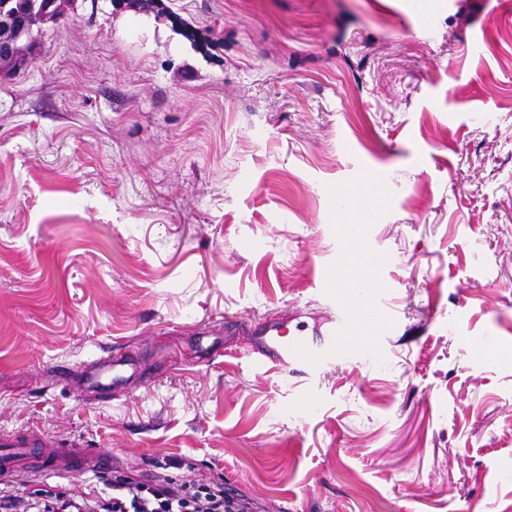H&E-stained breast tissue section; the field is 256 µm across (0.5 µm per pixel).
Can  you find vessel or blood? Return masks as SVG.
Returning a JSON list of instances; mask_svg holds the SVG:
<instances>
[{
  "instance_id": "vessel-or-blood-1",
  "label": "vessel or blood",
  "mask_w": 512,
  "mask_h": 512,
  "mask_svg": "<svg viewBox=\"0 0 512 512\" xmlns=\"http://www.w3.org/2000/svg\"><path fill=\"white\" fill-rule=\"evenodd\" d=\"M360 294L345 302L340 318L320 317L314 324L290 318L252 325L240 319L225 320L228 336L244 334L253 337L254 351L263 355L274 368L285 370H316L336 357L346 339L357 336L369 324H382L381 311L367 312L360 306ZM110 452L98 448H64L36 436L0 434V483L5 484L31 469L42 472L81 474L110 463Z\"/></svg>"
}]
</instances>
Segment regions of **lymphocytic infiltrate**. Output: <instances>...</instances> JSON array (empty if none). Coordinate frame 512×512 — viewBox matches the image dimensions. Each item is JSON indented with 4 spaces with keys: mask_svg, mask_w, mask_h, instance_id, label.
<instances>
[{
    "mask_svg": "<svg viewBox=\"0 0 512 512\" xmlns=\"http://www.w3.org/2000/svg\"><path fill=\"white\" fill-rule=\"evenodd\" d=\"M248 504L225 495L220 484L187 477L176 481L163 473L150 477L118 473L111 491L87 483L55 494L38 489L22 493L0 488V512H248Z\"/></svg>",
    "mask_w": 512,
    "mask_h": 512,
    "instance_id": "f902f5d3",
    "label": "lymphocytic infiltrate"
}]
</instances>
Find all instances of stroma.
Returning <instances> with one entry per match:
<instances>
[{
    "label": "stroma",
    "instance_id": "stroma-1",
    "mask_svg": "<svg viewBox=\"0 0 512 512\" xmlns=\"http://www.w3.org/2000/svg\"><path fill=\"white\" fill-rule=\"evenodd\" d=\"M38 41L0 76V432L112 465L19 489L512 512V0H69ZM352 241L369 348L284 375L225 336L340 314L318 280ZM344 198L345 208L353 211L358 209L359 203H370L376 205L381 200L380 191L376 186L368 185L361 188H355L352 190H337Z\"/></svg>",
    "mask_w": 512,
    "mask_h": 512
}]
</instances>
